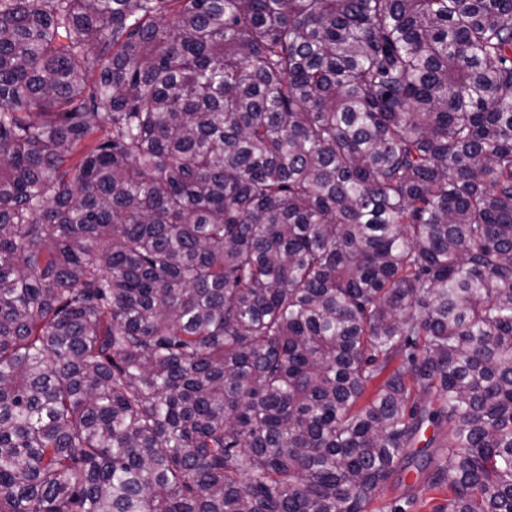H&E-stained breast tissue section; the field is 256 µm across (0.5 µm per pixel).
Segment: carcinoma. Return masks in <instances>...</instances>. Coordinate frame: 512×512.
<instances>
[{
  "label": "carcinoma",
  "mask_w": 512,
  "mask_h": 512,
  "mask_svg": "<svg viewBox=\"0 0 512 512\" xmlns=\"http://www.w3.org/2000/svg\"><path fill=\"white\" fill-rule=\"evenodd\" d=\"M407 459L512 512V0H0V512Z\"/></svg>",
  "instance_id": "cac0c4a2"
}]
</instances>
